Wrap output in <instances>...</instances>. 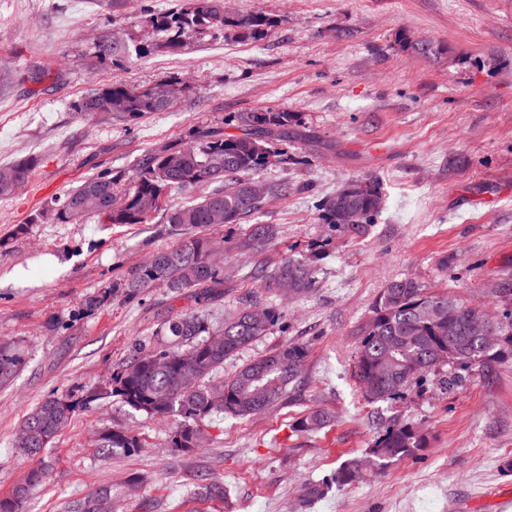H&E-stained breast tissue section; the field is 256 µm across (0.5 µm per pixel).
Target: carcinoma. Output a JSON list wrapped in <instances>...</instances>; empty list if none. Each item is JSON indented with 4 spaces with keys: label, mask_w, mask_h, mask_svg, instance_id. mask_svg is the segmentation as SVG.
Segmentation results:
<instances>
[{
    "label": "carcinoma",
    "mask_w": 512,
    "mask_h": 512,
    "mask_svg": "<svg viewBox=\"0 0 512 512\" xmlns=\"http://www.w3.org/2000/svg\"><path fill=\"white\" fill-rule=\"evenodd\" d=\"M149 25L166 37L161 47L176 51L190 39H234L260 41L277 26L275 16L264 11L245 15H224V0H184V4L164 13H152ZM406 49L421 55H436L440 49L422 46L403 34ZM126 43L104 36L96 45V57L129 55ZM187 86L173 77L150 86L130 83L103 85L83 97L77 112L95 122L117 119L136 123L156 112H166L186 92ZM299 115L286 109L257 108L225 116L224 126L202 132L194 145L170 146L146 154L131 174L105 170L76 188L55 197L31 216V224H67L72 212L99 224H147L159 214L167 224L203 229L212 224H240L258 213L264 200L246 195L254 174L271 163L269 141L297 136ZM36 161L24 159L0 164V196L13 194L28 182ZM210 186L212 190L196 200L177 205L166 203L172 194ZM381 194L372 181L364 183L354 207L361 223L340 224L331 207L332 198L319 201L325 223L347 235L365 233L379 212ZM214 246L204 234L194 235L175 248L155 253L147 263L131 268L119 281L91 296L86 307L94 310L117 291L135 296L147 288L163 284L175 295L191 291L197 301H209L216 288L224 286V274L212 263ZM314 269L291 258L282 261L262 279L265 288L283 282L301 295L310 290ZM455 320L461 335L448 340V320ZM273 309L255 320L251 308L244 307L214 327L200 312L177 313L159 324L157 345L138 348L109 381L97 388L93 400L121 399L132 409L152 417L171 418L175 426L170 447L189 452L193 434H204L201 423L217 415L247 418L255 414L254 396L267 397L266 408L281 402L288 387L300 376L308 355L307 346L284 344L267 355L242 365L228 379L215 380L224 369V360L269 333L276 323ZM214 334L224 336V347L208 345ZM496 337L490 343L488 337ZM512 354V320L491 325L481 313L432 290L414 278L391 282L369 310L356 353L354 374L371 402H387L399 397L412 382L438 366L445 367L440 379L451 390L464 382L461 371L484 366ZM186 360L198 365L194 383L181 378ZM24 364L20 350L0 343V385L8 384ZM78 409L69 396H52L41 401L24 419L18 446L29 455L49 447ZM330 422L325 410H314L295 424L297 432H315ZM424 437L415 427L398 418L380 433L368 457L384 468L423 446ZM142 447L140 438L127 430L106 428L99 441L104 455H132ZM364 459L345 460L330 477L305 488V497L315 500L332 486L359 480ZM45 471L32 469L16 484L11 494L0 497V512H19L21 504L43 484ZM196 494L207 500L224 499V481L211 479L196 484ZM100 496L112 497L102 489L71 502L69 512H97Z\"/></svg>",
    "instance_id": "obj_1"
}]
</instances>
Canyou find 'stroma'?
<instances>
[{
	"label": "stroma",
	"instance_id": "stroma-1",
	"mask_svg": "<svg viewBox=\"0 0 512 512\" xmlns=\"http://www.w3.org/2000/svg\"><path fill=\"white\" fill-rule=\"evenodd\" d=\"M236 15L280 19L257 43L208 40L168 52L146 14L176 0H129L118 14L96 0H0V163L29 157L27 184L0 198V340L25 364L0 388V496L31 469L46 483L20 512H67L71 499L112 490L114 512H304L305 486L343 461L366 455L393 417L426 437L423 448L347 486L311 512H499L512 497V359L466 372L446 391L436 373L391 402H370L354 376L360 327L393 280L445 290L493 321L512 313V0H225ZM119 32L140 55L99 59L95 46ZM441 47L425 57L398 36ZM190 91L166 112L128 124L82 118L75 104L111 82L151 85L170 77ZM299 113L309 141H271L280 160L261 180H285L288 196L254 219L205 234L224 269L219 296L150 288L118 292L99 309L85 302L190 229L149 224H32L51 198L101 171L132 172L147 152L192 144L226 115L256 108ZM306 155L303 165L291 157ZM377 181L383 208L350 237L319 218L320 200L346 183ZM23 235H16L19 224ZM292 258L316 269L295 298L262 288L260 277ZM276 309L268 335L224 362V376L286 343L307 346L300 380L270 410L205 423L207 439L182 453L173 423L118 398H85L158 324L204 310L211 325L239 308ZM53 395L80 404L39 455L18 446L20 425ZM316 409L331 422L307 434L292 424ZM139 436L129 456L104 457L93 436L105 428ZM224 481L220 501L193 495L192 476Z\"/></svg>",
	"mask_w": 512,
	"mask_h": 512
}]
</instances>
